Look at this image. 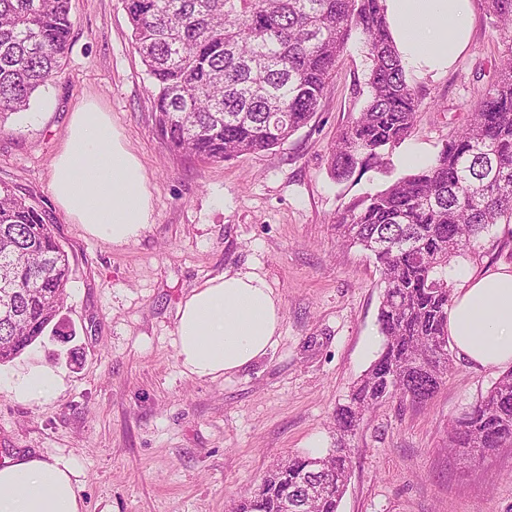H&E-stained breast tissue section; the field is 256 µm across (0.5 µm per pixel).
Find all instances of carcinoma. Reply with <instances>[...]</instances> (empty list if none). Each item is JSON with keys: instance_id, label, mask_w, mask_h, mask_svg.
Listing matches in <instances>:
<instances>
[{"instance_id": "cac0c4a2", "label": "carcinoma", "mask_w": 512, "mask_h": 512, "mask_svg": "<svg viewBox=\"0 0 512 512\" xmlns=\"http://www.w3.org/2000/svg\"><path fill=\"white\" fill-rule=\"evenodd\" d=\"M150 78L153 118L168 149L218 162L280 147L321 106L337 63L360 35L368 97L336 137L338 182L374 168L385 186L353 200L339 237L373 257L385 284L382 348L336 409V453L296 455L271 471L234 512H338L348 477L346 439L366 412L398 395L431 400L452 365L448 267L512 223V0H485L502 26L506 59L466 126L413 172L392 176L419 100L390 40L380 0H123ZM72 27L69 0H0V132L61 70ZM68 253L46 210L0 183V363L57 317L70 280ZM448 447L483 458L512 448V370L448 430ZM319 487L307 501L304 484Z\"/></svg>"}]
</instances>
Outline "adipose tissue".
<instances>
[{
  "mask_svg": "<svg viewBox=\"0 0 512 512\" xmlns=\"http://www.w3.org/2000/svg\"><path fill=\"white\" fill-rule=\"evenodd\" d=\"M406 74L445 73L469 46L471 0H381ZM50 189L60 210L103 241L137 240L151 222L146 173L123 144L107 113L73 112L52 162ZM282 307L255 272L210 278L179 305L175 348L189 376L215 380L266 356L280 335ZM448 337L478 369L512 368V266L468 277L448 308ZM61 371L29 365L8 382L16 396L35 400L62 388ZM73 460L27 455L0 466V512H85Z\"/></svg>",
  "mask_w": 512,
  "mask_h": 512,
  "instance_id": "1",
  "label": "adipose tissue"
}]
</instances>
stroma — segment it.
Here are the masks:
<instances>
[{"instance_id":"35a3bbf8","label":"stroma","mask_w":512,"mask_h":512,"mask_svg":"<svg viewBox=\"0 0 512 512\" xmlns=\"http://www.w3.org/2000/svg\"><path fill=\"white\" fill-rule=\"evenodd\" d=\"M473 8L470 46L448 73L410 80L419 112L401 148L427 162L466 123L506 50L484 0ZM71 19L62 72L0 133V182L46 210L72 268L54 326L0 364L5 378L35 362L64 375L39 400L0 385V464L75 460L86 512H231L289 457L335 450V410L382 345L380 273L337 236L336 220L387 178L371 170L339 183L327 161L363 106L368 59L352 38L318 112L283 146L203 163L171 154L154 130L122 0H71ZM88 101L110 114L147 175L152 223L126 245L88 234L50 190L71 114ZM227 270L274 288L281 335L242 371L199 380L176 356L178 306ZM498 376L457 356L429 403L394 397L365 414L339 512H512L511 448L480 460L446 448L451 422Z\"/></svg>"}]
</instances>
